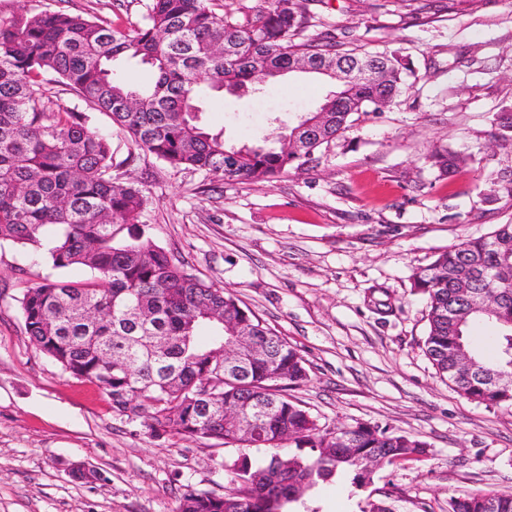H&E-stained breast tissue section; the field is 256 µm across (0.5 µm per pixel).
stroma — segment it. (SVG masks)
<instances>
[{"mask_svg": "<svg viewBox=\"0 0 512 512\" xmlns=\"http://www.w3.org/2000/svg\"><path fill=\"white\" fill-rule=\"evenodd\" d=\"M46 8L124 27L144 12L141 0H0V17ZM311 9L365 50L400 51L415 72L390 107L354 115L314 168L229 184L146 153L127 162L131 144L111 117L93 112L90 122L111 133L119 174L141 181V221L154 241L299 351L309 379L290 397L328 427L378 423L428 443L423 460L382 467L366 489L345 476L319 485L298 512H360L383 491L393 512H448L454 495L510 494L512 409L470 401L439 378L424 348L426 299L411 276L448 246L512 224V193L484 200L512 167L492 124L512 102V0H460L419 20L408 0H315ZM327 91L293 74L257 94L207 95L202 121L226 143L250 144L287 131ZM442 147L467 159L447 177L428 160ZM88 276L0 243V512H175L186 487L224 494L228 464L261 463L268 449L155 437L31 345L23 288ZM76 464L95 478H76Z\"/></svg>", "mask_w": 512, "mask_h": 512, "instance_id": "35a3bbf8", "label": "stroma"}]
</instances>
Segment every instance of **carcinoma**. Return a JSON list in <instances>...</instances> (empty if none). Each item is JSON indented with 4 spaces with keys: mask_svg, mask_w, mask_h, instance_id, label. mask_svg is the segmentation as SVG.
<instances>
[{
    "mask_svg": "<svg viewBox=\"0 0 512 512\" xmlns=\"http://www.w3.org/2000/svg\"><path fill=\"white\" fill-rule=\"evenodd\" d=\"M312 0H257L245 19L218 13L211 0H146L142 23L131 30L112 19L63 10L0 17V242L31 246L56 269L85 267L100 274L81 282L45 279L19 298L31 344L65 374L95 384L112 410L141 419L154 435L222 440L273 452L261 464L228 467L235 488L222 495L188 487L176 512H287L317 485L344 473L362 490L385 464L420 459L428 444L378 424L355 422L338 432L320 425L283 394L308 381L302 356L238 297L188 272L176 256L140 227L148 204L143 188L113 173L112 142L92 127L88 112L111 115L113 125L174 170L194 169L227 183H270L294 169H310L318 149L342 133L352 115L380 112L415 75L398 50L359 53L336 29L321 25ZM137 59L154 81L128 83L121 65ZM310 60L325 70L363 62L367 75L331 80L319 106L288 133L234 149L201 122L205 91L253 93ZM53 74L85 105L56 109L33 93ZM494 137L512 145V105L494 114ZM439 175L463 159L445 148L429 156ZM425 296V353L443 380L487 407H512V224L466 239L413 272ZM494 298L485 312L473 301ZM223 307L212 319L206 306ZM497 330L496 355L473 346L476 324ZM252 329L263 355L241 375L225 376L224 346ZM259 409L251 427L224 410ZM449 512H512V494L452 497Z\"/></svg>",
    "mask_w": 512,
    "mask_h": 512,
    "instance_id": "obj_1",
    "label": "carcinoma"
}]
</instances>
